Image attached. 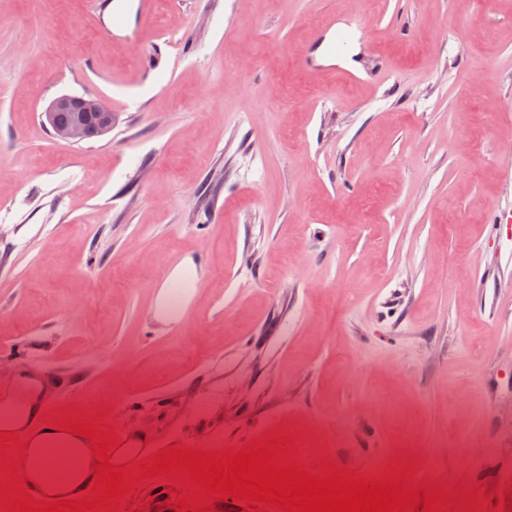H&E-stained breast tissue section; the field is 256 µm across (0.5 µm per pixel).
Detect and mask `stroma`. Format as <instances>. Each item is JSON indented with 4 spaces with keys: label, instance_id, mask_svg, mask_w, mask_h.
<instances>
[{
    "label": "stroma",
    "instance_id": "stroma-1",
    "mask_svg": "<svg viewBox=\"0 0 512 512\" xmlns=\"http://www.w3.org/2000/svg\"><path fill=\"white\" fill-rule=\"evenodd\" d=\"M121 6L118 39L0 0V359L157 449L282 425L309 463L512 486V0ZM345 26L357 68H305ZM63 94L111 132L55 139ZM62 112L59 119L70 118L60 122L56 113ZM42 117L50 127L56 139L70 144H79L87 139L93 131L105 135L112 130V110L102 99L93 96L68 95L58 96L50 102Z\"/></svg>",
    "mask_w": 512,
    "mask_h": 512
}]
</instances>
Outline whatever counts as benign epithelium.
<instances>
[{
	"label": "benign epithelium",
	"instance_id": "obj_1",
	"mask_svg": "<svg viewBox=\"0 0 512 512\" xmlns=\"http://www.w3.org/2000/svg\"><path fill=\"white\" fill-rule=\"evenodd\" d=\"M58 112L69 113V119L56 120ZM42 117L56 139L70 144L85 141L93 131L105 135L112 130L111 108L93 96L61 95L50 102Z\"/></svg>",
	"mask_w": 512,
	"mask_h": 512
}]
</instances>
